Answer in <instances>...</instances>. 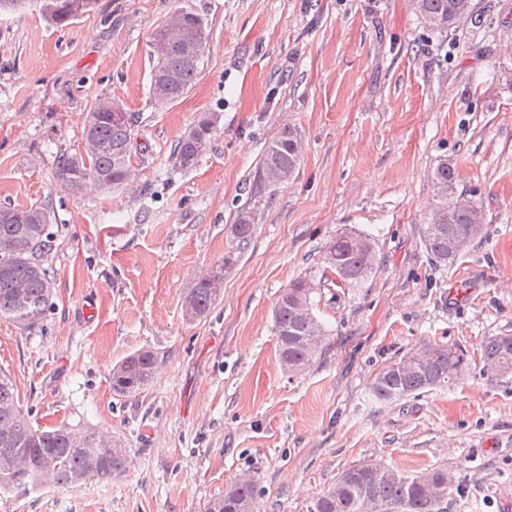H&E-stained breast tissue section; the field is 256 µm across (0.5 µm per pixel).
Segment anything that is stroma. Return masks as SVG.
Masks as SVG:
<instances>
[{
	"label": "stroma",
	"instance_id": "stroma-1",
	"mask_svg": "<svg viewBox=\"0 0 512 512\" xmlns=\"http://www.w3.org/2000/svg\"><path fill=\"white\" fill-rule=\"evenodd\" d=\"M178 9L203 18L208 43L192 88L161 107L151 42ZM99 97L132 115L138 182L75 194L56 170ZM205 113L212 140L179 170L170 153ZM287 128L305 146L294 175L256 189ZM443 162L485 218L448 265L423 241ZM1 203L44 204L54 238L51 305L32 331L0 318V372L34 430L90 428L128 457L95 497L46 484L0 493V512H206L244 476L259 512H307L342 471L376 461L448 471L444 512H512V375L481 362L489 338L512 336V0H474L446 32L412 0H97L63 27L37 0L0 11ZM243 211L256 232L241 250ZM349 231L377 253L355 288L323 261ZM219 267L215 304L185 321L184 297ZM300 277L328 338L294 374L273 309ZM430 340L463 355L462 372L374 401V376ZM144 349L151 381L115 395L113 367Z\"/></svg>",
	"mask_w": 512,
	"mask_h": 512
}]
</instances>
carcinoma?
I'll return each mask as SVG.
<instances>
[{"label":"carcinoma","instance_id":"obj_1","mask_svg":"<svg viewBox=\"0 0 512 512\" xmlns=\"http://www.w3.org/2000/svg\"><path fill=\"white\" fill-rule=\"evenodd\" d=\"M75 0H40V12L50 22L63 25L73 19L70 5ZM466 0H414L415 11L436 31H448L469 15ZM164 45L156 53L151 73V93L164 105L186 94L194 83L205 53L207 34L197 14L173 11L155 30L152 45ZM216 119L210 114L197 122L175 144L170 156L181 170L193 168L210 142ZM132 116L109 97L98 98L91 106L84 130L83 153L60 163L58 180L77 192L82 180L105 189H118L130 177L133 167ZM300 162L297 135L283 130L269 146L258 180L265 184L285 182ZM479 207L459 195L441 200L424 228L426 248L440 263H451L448 240L468 245L471 225L478 223ZM49 215L41 204L26 207L0 205V317L24 329L34 328L49 306L50 270L45 266L52 249ZM255 215L247 212L234 225L237 248H245L255 232ZM356 234L343 232L326 247L324 262L341 284L354 287L365 281L376 263L370 238L368 247L354 242ZM224 265L199 278L184 299L183 316L195 320L206 314L217 298V283L223 279ZM314 285L297 278L284 289L274 307L278 354L292 373L305 370L313 362L328 336L313 313ZM484 368L512 373V336L488 340L483 353ZM156 356L140 350L121 361L112 371V389L119 397L139 393L151 380ZM463 357L437 342L428 341L417 351L383 368L373 379L370 392L378 402H389L436 387L459 374ZM127 449L111 448L95 433L59 427L51 431L33 430L16 397L14 384L0 375V490L27 494L49 479L54 484L77 488L90 478H110L121 471ZM433 484L420 483L421 476H405L385 466L366 478L353 465L344 470L328 489L316 494L309 512H373V507L391 505L396 512H441L440 503L448 494V475L441 469L429 472ZM254 483L243 480L232 485L224 496L209 501L207 512H256Z\"/></svg>","mask_w":512,"mask_h":512}]
</instances>
